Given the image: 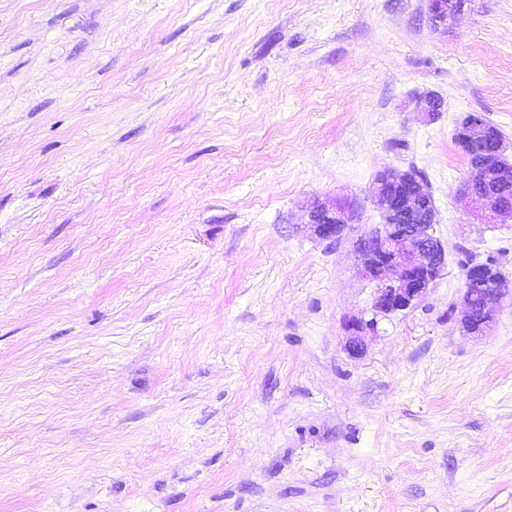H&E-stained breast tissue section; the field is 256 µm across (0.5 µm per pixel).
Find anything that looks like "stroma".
<instances>
[{"label": "stroma", "mask_w": 512, "mask_h": 512, "mask_svg": "<svg viewBox=\"0 0 512 512\" xmlns=\"http://www.w3.org/2000/svg\"><path fill=\"white\" fill-rule=\"evenodd\" d=\"M473 112L512 159V0H0V512H512V299L460 323L467 259L512 279ZM388 168L448 265L377 315ZM459 0H428L431 20L437 25H448V20L457 22L465 15L467 2ZM482 125L479 114H469L458 131L459 146L470 164L466 192L486 204L490 222L512 219V163L505 156L503 143L484 138L476 142L472 128ZM478 183V189L475 188ZM308 224L321 239L337 238L350 221L349 210L338 200L316 201L308 211ZM373 325V319L368 322H364L362 319L358 318L350 320L346 324V328L351 332V336L349 337L346 347L349 353L353 356H362L366 351L367 345L365 343L364 336H361V333H363L364 330L373 327Z\"/></svg>", "instance_id": "stroma-1"}]
</instances>
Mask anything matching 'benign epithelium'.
I'll return each instance as SVG.
<instances>
[{
  "mask_svg": "<svg viewBox=\"0 0 512 512\" xmlns=\"http://www.w3.org/2000/svg\"><path fill=\"white\" fill-rule=\"evenodd\" d=\"M431 20L440 25L457 22L465 15L461 0H428ZM482 125L479 114H469L458 131L459 146L470 164L466 192L486 204L485 218L491 222L512 219V163L505 156L503 144L488 138L480 141L472 129ZM375 201L384 213L382 230L358 244L363 274L374 282L373 310L390 314L414 306L445 270V250L440 239L429 233L436 223V208L424 178L414 172L385 170L375 178ZM350 221L349 210L337 200L315 202L308 211V224L321 239L337 238ZM483 281V309H472L469 288ZM512 296V283L502 272L474 262L463 272V317L461 323L469 333L489 328L497 306ZM374 321H348L351 332L347 350L361 356L367 349L361 333Z\"/></svg>",
  "mask_w": 512,
  "mask_h": 512,
  "instance_id": "obj_1",
  "label": "benign epithelium"
}]
</instances>
